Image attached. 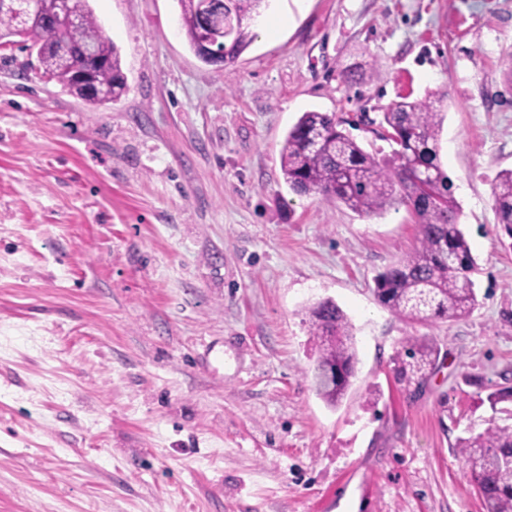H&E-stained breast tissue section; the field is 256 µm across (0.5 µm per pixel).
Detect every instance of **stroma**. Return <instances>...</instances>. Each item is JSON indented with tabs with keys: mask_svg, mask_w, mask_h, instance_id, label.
<instances>
[{
	"mask_svg": "<svg viewBox=\"0 0 512 512\" xmlns=\"http://www.w3.org/2000/svg\"><path fill=\"white\" fill-rule=\"evenodd\" d=\"M127 90L91 107L0 48V512H484L456 442L512 387V0H272L233 63L177 0H89ZM352 81H345L346 72ZM443 112L439 159L478 304L412 323L374 277L418 244L406 206L292 191L306 111L368 151L399 96ZM347 314L358 371L316 395L307 308ZM439 351L398 379L407 341ZM492 197L498 224H503L507 233L512 236V170H505L496 177Z\"/></svg>",
	"mask_w": 512,
	"mask_h": 512,
	"instance_id": "obj_1",
	"label": "stroma"
}]
</instances>
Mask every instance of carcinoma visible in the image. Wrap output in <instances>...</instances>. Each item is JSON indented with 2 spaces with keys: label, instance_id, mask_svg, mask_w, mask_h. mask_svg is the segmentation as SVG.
Returning a JSON list of instances; mask_svg holds the SVG:
<instances>
[{
  "label": "carcinoma",
  "instance_id": "1",
  "mask_svg": "<svg viewBox=\"0 0 512 512\" xmlns=\"http://www.w3.org/2000/svg\"><path fill=\"white\" fill-rule=\"evenodd\" d=\"M181 29L192 52L207 64L233 62L253 41L251 21L266 7L264 0H177ZM223 34L222 55H200L203 24ZM15 42L36 53L44 73L92 107L118 100L126 91L120 50L98 23L89 0H38L35 15L22 18L0 7V45ZM383 139L397 148L378 156L361 147L326 112L303 113L280 150V168L288 186L336 200L365 215L395 203L410 208L419 224V245L401 261L375 277L374 295L397 316L416 323L468 316L477 297L470 277L475 267L459 224L460 209L453 182L442 170L439 133L442 113L422 101L403 97L383 113ZM492 197L499 223L512 236V170L495 179ZM310 333L317 340L313 387L328 406H337L356 376L358 363L352 326L331 299L309 310ZM438 349L414 342L396 369L407 379L423 378L433 369ZM502 422L458 439L471 480L485 512H512V409L502 408Z\"/></svg>",
  "mask_w": 512,
  "mask_h": 512
}]
</instances>
